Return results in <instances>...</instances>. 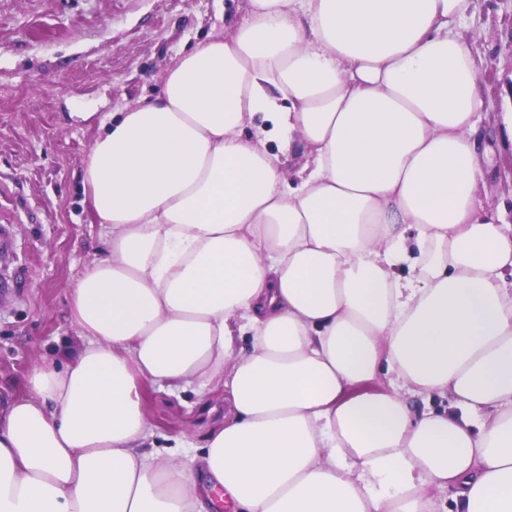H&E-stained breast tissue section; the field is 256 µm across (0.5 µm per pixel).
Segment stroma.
Returning <instances> with one entry per match:
<instances>
[{"label": "stroma", "instance_id": "obj_1", "mask_svg": "<svg viewBox=\"0 0 512 512\" xmlns=\"http://www.w3.org/2000/svg\"><path fill=\"white\" fill-rule=\"evenodd\" d=\"M244 0H0V225L16 259L0 263V396L24 391L31 366L64 362L79 338L69 291L98 252L81 160L109 112L155 95L172 56L242 12ZM463 24L479 65L493 148L484 195L512 212V141L496 116L512 110V0H475ZM157 447L187 441L196 470L204 435L224 413V391L202 411L188 390H143Z\"/></svg>", "mask_w": 512, "mask_h": 512}]
</instances>
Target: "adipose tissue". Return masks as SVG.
<instances>
[{"mask_svg":"<svg viewBox=\"0 0 512 512\" xmlns=\"http://www.w3.org/2000/svg\"><path fill=\"white\" fill-rule=\"evenodd\" d=\"M472 7L246 0L108 115L81 343L0 400V512H212L148 449V384L223 387L199 474L232 512H436L449 487L512 512V224L478 196Z\"/></svg>","mask_w":512,"mask_h":512,"instance_id":"1","label":"adipose tissue"}]
</instances>
